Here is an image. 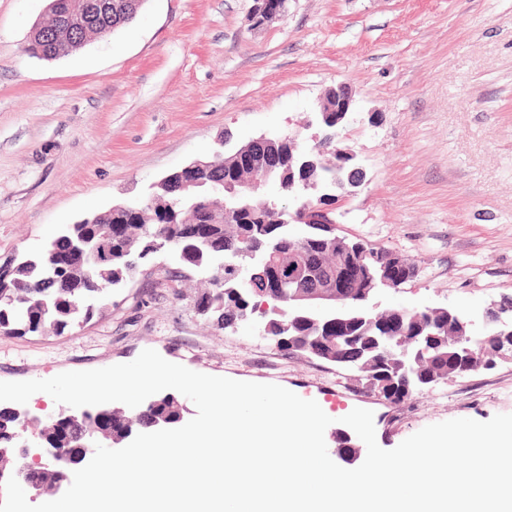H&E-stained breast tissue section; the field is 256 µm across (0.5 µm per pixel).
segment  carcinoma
<instances>
[{"mask_svg": "<svg viewBox=\"0 0 512 512\" xmlns=\"http://www.w3.org/2000/svg\"><path fill=\"white\" fill-rule=\"evenodd\" d=\"M137 12L131 9L127 0H114L113 12L89 33L75 36L57 46L51 42L54 24L34 28L27 52L53 54L57 58L81 48L95 35L123 27L132 22ZM271 150L277 153V164L268 171V181L280 186L291 182L311 179L317 182L329 180L341 185L344 172L334 166L319 164L309 170H300L288 164V148L275 142ZM239 178L233 170V159L227 155L217 165L208 168L202 174L204 185L188 191H177L153 206L140 207L138 214L123 212H103L91 218V222L67 225L54 239L37 250L20 258L13 257L0 267V335L25 336L27 334L60 336L75 324H86L101 313L103 302L108 300L105 283L115 288L129 277L122 249L126 241L112 240V263L93 271L84 287L77 289L79 312L70 319L61 320L52 313L56 299L71 296L64 272L50 261V253L65 250L78 253L77 246L87 249L97 243L106 224H126L138 244H161L180 254L183 263L193 269L209 273L224 262V256L234 251L241 252L242 262L249 268V276L243 280L224 272L215 285L206 288L197 296L196 303L202 307L198 314L218 328H225L231 321L238 323L252 317V309L262 299L261 291L266 287L268 272L258 264L252 255L264 254L277 249L283 254L291 251L302 253L305 266L312 268L316 280L322 282L336 277V273L346 261L336 243L328 242L324 233L304 228L300 235H292L288 227L276 219V213L264 203L238 195L232 199L236 211L227 223L211 227L210 233L202 240L190 241L184 238L180 225L190 215V206L202 200L212 188L224 192V182ZM433 320L441 328L426 352L418 355L415 347L407 346L408 354L417 356L414 384L408 385L406 377L401 375L400 364L392 356L381 350L375 337L380 335L379 328L368 320L359 322L352 330L354 343L362 357L353 362L344 360L337 366L347 370L357 378L377 385L383 376L393 375L399 378L404 387L399 401L414 397L424 388L435 386L452 377L464 376L476 371L473 359L462 354V348L456 346L458 329L455 322L446 314H433L425 320ZM266 335L277 338L289 334L298 337V343L306 349L317 343L318 333L308 324L296 325L289 332L281 326L282 318L272 316ZM475 354L499 357H512V341L502 340L498 334L489 330L467 344ZM183 413L180 402L171 396L157 399L154 406L145 409L135 420V425H144L155 417H166L172 421Z\"/></svg>", "mask_w": 512, "mask_h": 512, "instance_id": "obj_1", "label": "carcinoma"}]
</instances>
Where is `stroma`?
<instances>
[{"mask_svg":"<svg viewBox=\"0 0 512 512\" xmlns=\"http://www.w3.org/2000/svg\"><path fill=\"white\" fill-rule=\"evenodd\" d=\"M49 0H0V262L130 200L193 159L262 134L312 142L325 93L353 104L336 143L364 182L333 204L336 234L399 254L415 279L373 299L482 313L512 297V0H144L128 27L45 60L26 51ZM59 336L0 335V381L133 361L272 383L371 410L378 444L512 413V358L390 404L351 373L198 314L201 280L171 252ZM285 0H254L251 21L254 27H260L282 13Z\"/></svg>","mask_w":512,"mask_h":512,"instance_id":"obj_1","label":"stroma"}]
</instances>
